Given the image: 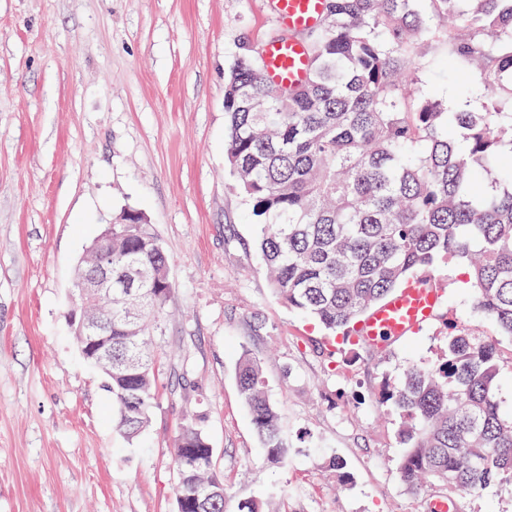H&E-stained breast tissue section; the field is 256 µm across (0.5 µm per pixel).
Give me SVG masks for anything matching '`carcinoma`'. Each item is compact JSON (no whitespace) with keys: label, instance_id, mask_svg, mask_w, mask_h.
I'll list each match as a JSON object with an SVG mask.
<instances>
[{"label":"carcinoma","instance_id":"obj_1","mask_svg":"<svg viewBox=\"0 0 512 512\" xmlns=\"http://www.w3.org/2000/svg\"><path fill=\"white\" fill-rule=\"evenodd\" d=\"M446 18L448 60L478 70L485 106L448 111L411 98ZM304 84L272 88L247 44L224 83L225 158L257 227L273 293L324 329L352 328L410 279L463 263L476 309L512 337V0H326ZM171 258L149 224L112 219V296L87 292L112 344L106 378L115 426L133 439L156 403L150 322L163 312ZM495 339L450 333L437 362L383 377L379 400L400 415L401 481L459 495L512 485V412L497 397ZM236 378L267 459L289 446L260 362ZM182 512H226L224 478L197 420L173 459Z\"/></svg>","mask_w":512,"mask_h":512}]
</instances>
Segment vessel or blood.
Here are the masks:
<instances>
[{"label": "vessel or blood", "instance_id": "vessel-or-blood-1", "mask_svg": "<svg viewBox=\"0 0 512 512\" xmlns=\"http://www.w3.org/2000/svg\"><path fill=\"white\" fill-rule=\"evenodd\" d=\"M324 4L325 0H275L281 24L291 30L313 27L324 12ZM263 59L265 76L273 85L289 89L308 74V52L301 42L271 41ZM441 297V290L411 281L364 316L357 326V336L379 347L403 339L433 318Z\"/></svg>", "mask_w": 512, "mask_h": 512}]
</instances>
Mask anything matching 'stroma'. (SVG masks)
Returning <instances> with one entry per match:
<instances>
[{"label": "stroma", "mask_w": 512, "mask_h": 512, "mask_svg": "<svg viewBox=\"0 0 512 512\" xmlns=\"http://www.w3.org/2000/svg\"><path fill=\"white\" fill-rule=\"evenodd\" d=\"M281 30L274 0H0V512H176L173 458L199 419L227 506L277 512H429L409 493L384 374L434 359L446 332L498 336L439 265L436 317L367 352L326 336L272 292L224 155V75L241 44ZM435 42L417 97L481 107L476 75ZM141 210L171 257L155 333L157 403L127 440L69 314L77 261L113 215ZM260 359L291 445L267 463L236 385ZM346 464L347 480L327 467Z\"/></svg>", "instance_id": "obj_1"}]
</instances>
